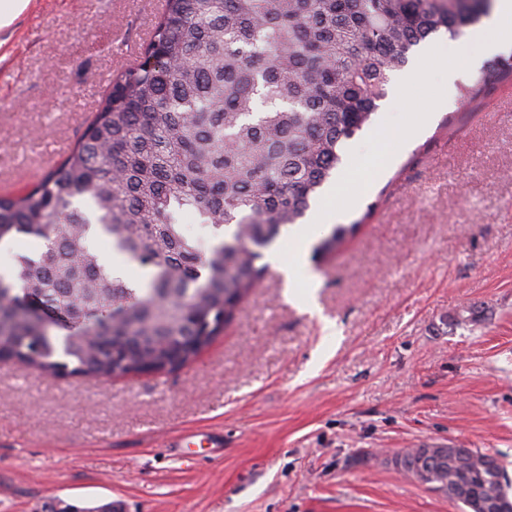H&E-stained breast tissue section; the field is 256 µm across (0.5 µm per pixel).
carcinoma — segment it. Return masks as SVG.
<instances>
[{
  "label": "carcinoma",
  "mask_w": 512,
  "mask_h": 512,
  "mask_svg": "<svg viewBox=\"0 0 512 512\" xmlns=\"http://www.w3.org/2000/svg\"><path fill=\"white\" fill-rule=\"evenodd\" d=\"M137 64L112 88L70 155L31 191L0 196V242L37 244L0 275V360L50 377L110 379L177 369L208 346L263 280L261 249L302 219L370 125L389 74L443 30L457 36L493 0H165ZM512 80V62H487L465 100ZM193 210L213 232L202 250L178 224ZM234 226L230 235L224 227ZM349 228L314 249L332 252ZM149 271L123 281L92 241ZM27 297L71 317L51 327ZM419 449L393 458L404 473L452 492L484 485L471 450L419 469Z\"/></svg>",
  "instance_id": "1"
}]
</instances>
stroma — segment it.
Here are the masks:
<instances>
[{"label": "stroma", "instance_id": "stroma-1", "mask_svg": "<svg viewBox=\"0 0 512 512\" xmlns=\"http://www.w3.org/2000/svg\"><path fill=\"white\" fill-rule=\"evenodd\" d=\"M160 0H30L0 30V195L36 186L145 45ZM352 140L318 196L337 250L307 257L321 311L276 269L191 363L112 380L0 362V512L60 499L122 512H461L391 463L446 444L512 475V84L464 106L434 59ZM338 337L324 343L323 320ZM416 109L421 112H411L412 114H418L417 119L414 123L410 124L407 122L401 126H382L376 128L372 134V140L379 144H386L390 140L394 139H407L412 136L419 126L425 122L431 115L430 112H423L425 107L422 105H416Z\"/></svg>", "mask_w": 512, "mask_h": 512}]
</instances>
